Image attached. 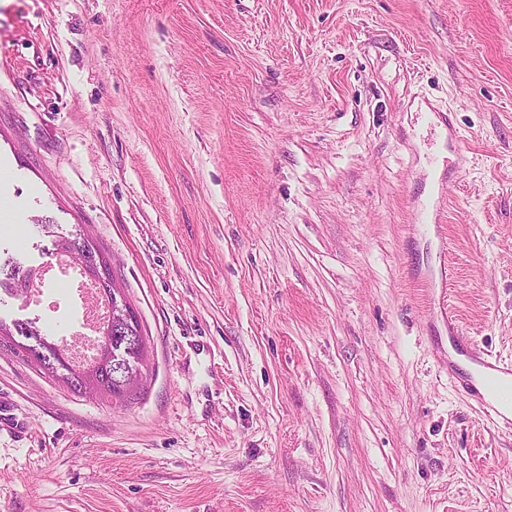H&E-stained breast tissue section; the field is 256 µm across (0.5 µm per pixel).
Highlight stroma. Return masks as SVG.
I'll use <instances>...</instances> for the list:
<instances>
[{"label":"stroma","mask_w":512,"mask_h":512,"mask_svg":"<svg viewBox=\"0 0 512 512\" xmlns=\"http://www.w3.org/2000/svg\"><path fill=\"white\" fill-rule=\"evenodd\" d=\"M79 233L144 382L79 395L0 341V512H512L433 280L512 362V0H0V277ZM17 321L71 326L0 291Z\"/></svg>","instance_id":"35a3bbf8"}]
</instances>
